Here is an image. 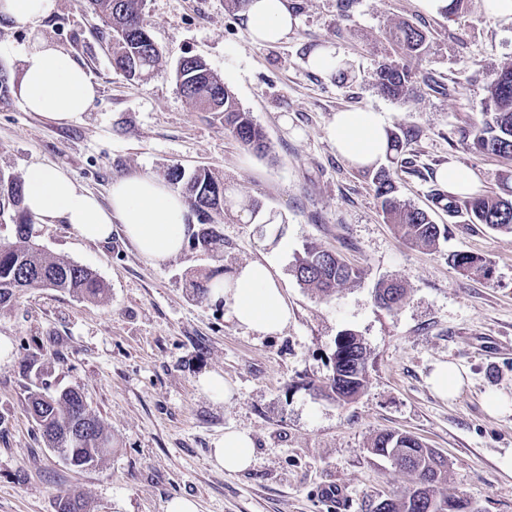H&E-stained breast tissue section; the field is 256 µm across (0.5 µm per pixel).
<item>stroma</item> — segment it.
Masks as SVG:
<instances>
[{"instance_id":"obj_1","label":"stroma","mask_w":512,"mask_h":512,"mask_svg":"<svg viewBox=\"0 0 512 512\" xmlns=\"http://www.w3.org/2000/svg\"><path fill=\"white\" fill-rule=\"evenodd\" d=\"M298 19L274 44L254 43L244 11L229 0H146L150 35L162 51L157 72L129 80L112 68L104 20L78 0H57L40 34L66 48L97 86L80 119L67 124L26 111L14 93L0 96V167L26 175L60 166L106 198L113 180L133 172L163 177L178 165L223 173L239 198L260 202L250 222L224 218V251L184 247L156 265L142 258L121 225L93 244L66 224H34L46 251L90 268L108 288L98 302L52 288L23 293L0 310V512H57L76 492L88 512H165L176 496L198 512H375L404 495L408 478L369 448L381 432H406L448 461V490L481 512H512V407L494 413L486 397L512 403V233L448 214L434 195L448 161L475 171L479 193L498 191L512 161L471 146L494 70L512 62V22L464 0L455 15L425 11L418 0H287ZM406 21L426 30L415 93L396 101L374 86L394 57L388 31ZM31 40L28 26L0 17V66L17 77ZM337 48L342 73L311 70L308 55ZM203 59L252 112L270 149L259 155L224 128L221 114L194 109L175 67ZM380 113L407 146L399 194L448 227L434 247L414 245L384 223L364 170L340 157L328 135L336 112ZM316 244L362 271L361 279L322 299L293 275ZM491 260V279L463 275L450 255ZM271 265L292 309L279 334L240 327L223 303L193 292L189 277L231 275L251 261ZM384 280L408 297L389 311L375 300ZM352 332L367 348V383L354 400L320 387L338 338ZM455 366L465 384L437 395L436 366ZM223 377L231 395L203 392V374ZM80 390L105 423L112 450L78 469L47 448L28 410L30 392ZM248 431L256 461L244 472L212 467L225 429Z\"/></svg>"}]
</instances>
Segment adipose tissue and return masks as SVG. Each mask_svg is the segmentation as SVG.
<instances>
[{
    "label": "adipose tissue",
    "mask_w": 512,
    "mask_h": 512,
    "mask_svg": "<svg viewBox=\"0 0 512 512\" xmlns=\"http://www.w3.org/2000/svg\"><path fill=\"white\" fill-rule=\"evenodd\" d=\"M248 25L259 43H275L290 33L295 19L286 0H250ZM15 94L27 111L70 123L82 116L97 90L86 70L62 46L35 39L21 56ZM329 138L337 153L363 167L380 163L386 154L387 131L376 112H336ZM25 205L42 223L63 222L84 241L104 242L119 224L139 254L153 263L177 256L189 237V208L184 198L157 177L132 173L114 180L107 200L83 189L59 167H34L25 178ZM236 323L263 335L281 332L291 318L288 300L270 266L252 261L219 281L212 289ZM212 465L239 472L255 462V445L243 430H226L213 443Z\"/></svg>",
    "instance_id": "ef3b65f1"
}]
</instances>
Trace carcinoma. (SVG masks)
<instances>
[{
    "mask_svg": "<svg viewBox=\"0 0 512 512\" xmlns=\"http://www.w3.org/2000/svg\"><path fill=\"white\" fill-rule=\"evenodd\" d=\"M81 5L102 17L108 26L113 68L125 76L147 77L156 69L160 49L144 20V0H81ZM398 48L396 59L380 65L374 74L379 92L393 99L410 96L415 89L413 61L428 45L425 31L404 21L390 30ZM176 81L185 99L202 112L224 113V128L243 146L256 153L269 149L266 133L251 113L240 108L234 93L224 85L208 65L192 56H184L176 68ZM473 147L484 153L512 159V62L497 68L487 85L485 112L477 128ZM395 172L379 167L373 175L384 219L401 236L417 245L433 246L445 229L433 222L429 213L400 200ZM169 183L185 198L190 213L203 212L206 219L196 223L190 234L194 246L204 253H216L224 247L220 226L224 215L235 210L255 217L257 201L243 202L235 196L224 177L209 168L186 173L178 165L167 168ZM24 184L14 171L0 167V222L13 227L14 243L0 247V308L14 304L16 294L36 288H55L89 301L106 294L103 281L89 268L66 257L45 252L29 244L33 217L24 203ZM450 213L461 210L472 224H484L496 231L512 232V187L502 183L500 192L475 194L465 199L448 195ZM455 268L489 279L492 263L485 257L458 252L452 256ZM293 273L297 281L321 298H329L336 289L360 278V270L345 263L338 255L310 244L296 259ZM379 305L388 310L399 308L407 298V289L397 281H384L376 290ZM368 371V353L353 333L344 334L336 344L332 376L324 388L338 400H353L364 388ZM31 414L42 431L46 446L57 452L69 465L78 468L96 466L112 447L104 422L88 410L82 393L75 390L30 395ZM392 448H406L410 465L400 468L412 489L387 504V512H433L429 505L445 504L441 512H454L461 499L447 492L448 463L424 451V444L409 433L384 432L372 442L371 452L386 456ZM81 496L60 497L58 512H85Z\"/></svg>",
    "mask_w": 512,
    "mask_h": 512,
    "instance_id": "obj_1",
    "label": "carcinoma"
}]
</instances>
